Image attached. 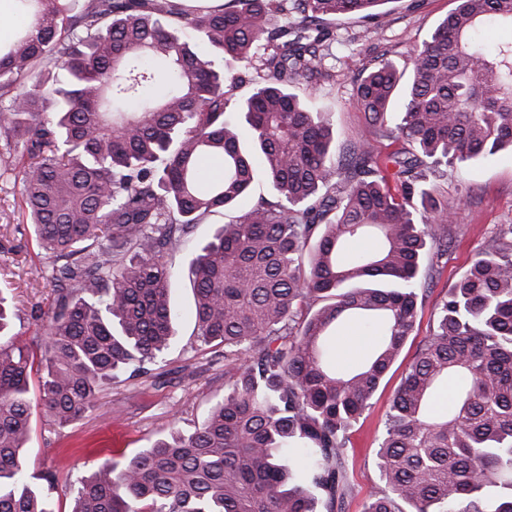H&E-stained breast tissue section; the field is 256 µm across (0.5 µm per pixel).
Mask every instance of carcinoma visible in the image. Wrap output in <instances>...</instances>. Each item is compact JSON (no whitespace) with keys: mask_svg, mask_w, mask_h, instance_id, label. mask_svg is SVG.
Returning <instances> with one entry per match:
<instances>
[{"mask_svg":"<svg viewBox=\"0 0 512 512\" xmlns=\"http://www.w3.org/2000/svg\"><path fill=\"white\" fill-rule=\"evenodd\" d=\"M383 0H14L26 29L0 47V138L26 220L50 260L39 353L0 289V512H55V475L28 479L30 376L66 427L115 373L146 376L176 335L188 279L197 336L224 346V397L189 433L105 459L71 512H325L351 490L349 431L415 332L448 254L441 166L512 149V0H454L412 49L357 80L377 138L336 155L333 124L294 92L329 76L324 24L375 19ZM208 52L195 49L193 41ZM252 94L227 111L224 67ZM400 123H386L395 96ZM263 174L276 191L221 225L175 272L165 254ZM372 247L353 259L346 246ZM379 341L340 371L336 326ZM451 402L440 405L454 380ZM376 454L385 490L363 512H512V225L437 304L435 329L395 390Z\"/></svg>","mask_w":512,"mask_h":512,"instance_id":"1","label":"carcinoma"}]
</instances>
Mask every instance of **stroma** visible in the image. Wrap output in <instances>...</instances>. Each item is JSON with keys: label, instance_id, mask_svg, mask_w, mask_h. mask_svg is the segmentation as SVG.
<instances>
[{"label": "stroma", "instance_id": "35a3bbf8", "mask_svg": "<svg viewBox=\"0 0 512 512\" xmlns=\"http://www.w3.org/2000/svg\"><path fill=\"white\" fill-rule=\"evenodd\" d=\"M453 6V0H386L382 9L389 22L384 26L344 17L328 21L325 64L330 77L313 88H302L301 93L315 111L333 121L337 148L369 135L363 113L352 105L362 69L382 54L404 64L410 49L421 43ZM433 189L452 212L448 263L425 300L413 336L350 433L352 489L345 512H363L368 495L385 488L376 449L386 412L416 349L433 332L435 305L501 225L512 224V151L456 163L434 179ZM22 203L21 178L0 177V287L10 289L14 298L18 314L15 333L32 345L40 325L37 313L48 310L53 294L38 275L47 259L29 225L22 221ZM172 288L179 312L177 334L164 354L160 372L132 380L116 379L99 393L93 408L64 428L53 425L41 405H34L26 468L31 475L48 470L55 473L52 500L56 512H70V486L88 475L94 461L152 447L174 427L191 431L223 397L224 350L201 344L190 289L179 281Z\"/></svg>", "mask_w": 512, "mask_h": 512}]
</instances>
